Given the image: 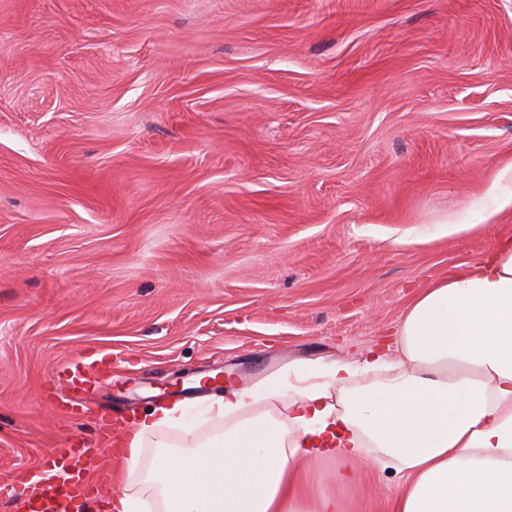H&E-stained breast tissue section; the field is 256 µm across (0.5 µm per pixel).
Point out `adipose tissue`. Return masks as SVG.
<instances>
[{"mask_svg":"<svg viewBox=\"0 0 512 512\" xmlns=\"http://www.w3.org/2000/svg\"><path fill=\"white\" fill-rule=\"evenodd\" d=\"M394 336V351L211 397L204 438L182 403L139 414L99 512H343L363 459L400 475L390 512H512V240L417 294ZM168 429L178 448L161 449ZM306 459L337 462L335 492L304 493Z\"/></svg>","mask_w":512,"mask_h":512,"instance_id":"obj_1","label":"adipose tissue"}]
</instances>
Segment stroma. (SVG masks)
Masks as SVG:
<instances>
[{"instance_id": "35a3bbf8", "label": "stroma", "mask_w": 512, "mask_h": 512, "mask_svg": "<svg viewBox=\"0 0 512 512\" xmlns=\"http://www.w3.org/2000/svg\"><path fill=\"white\" fill-rule=\"evenodd\" d=\"M510 166L512 0H0V485L380 348L512 239Z\"/></svg>"}]
</instances>
